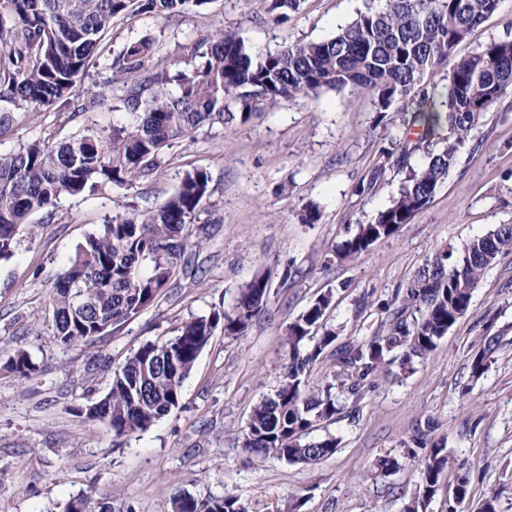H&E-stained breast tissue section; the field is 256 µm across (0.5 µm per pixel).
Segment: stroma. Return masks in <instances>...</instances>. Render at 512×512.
Segmentation results:
<instances>
[{"label": "stroma", "instance_id": "35a3bbf8", "mask_svg": "<svg viewBox=\"0 0 512 512\" xmlns=\"http://www.w3.org/2000/svg\"><path fill=\"white\" fill-rule=\"evenodd\" d=\"M366 3L304 0L284 24L267 14L266 0H211L170 21L130 13L114 19L101 51L110 58L145 37L166 49L218 28L275 50L333 37ZM505 37L512 39V0H501L455 54ZM95 79L103 109L14 113L0 133V152L39 136L59 143L91 128L127 125L123 89L111 71L97 69ZM376 117L370 91L323 90L244 124L203 127L133 186L66 194L52 215H34L35 236L0 261V512H66L71 500L86 495L94 512H170L177 493L200 500L232 495L246 512H403L421 480L407 448L425 428L445 438L469 475L470 496L459 512H479L492 491L499 495L498 512H512V252L481 277L470 311L427 359L409 370L387 362L367 381L356 408L314 428L311 439H338L334 455L291 464L249 453L240 442L254 405L279 385L288 324L318 294L335 292L329 323L339 338L371 335L386 318L381 302L393 300L436 251L462 248L494 225L512 224L508 95L485 113L447 180L410 224L354 260L328 262L331 249L355 225L373 221L406 180V170L391 167L373 188L353 191L379 161L380 148L406 136L399 122L384 126ZM194 169L208 173L210 195L193 228L186 274L96 347L58 345L48 321L52 283L76 245L130 204L161 203ZM311 205L320 219L302 223L300 214ZM262 271L273 282L265 312L246 336L216 329L178 406L149 430L118 438L78 413V406L104 396L131 350L165 342L191 316L231 309L240 288ZM365 295L374 303L356 314ZM482 336L500 343L484 375L474 379L468 359ZM17 348L39 366L31 377L6 366ZM381 456L398 459L399 469L374 470Z\"/></svg>", "mask_w": 512, "mask_h": 512}]
</instances>
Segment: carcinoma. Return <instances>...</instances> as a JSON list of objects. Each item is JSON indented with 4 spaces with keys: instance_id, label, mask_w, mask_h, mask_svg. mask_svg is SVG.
<instances>
[{
    "instance_id": "carcinoma-1",
    "label": "carcinoma",
    "mask_w": 512,
    "mask_h": 512,
    "mask_svg": "<svg viewBox=\"0 0 512 512\" xmlns=\"http://www.w3.org/2000/svg\"><path fill=\"white\" fill-rule=\"evenodd\" d=\"M208 0H0V129L12 113L38 112L70 100L77 110L93 112L104 104L94 86H82L96 64L100 44L119 15L156 18L181 16ZM500 0H383L368 7L332 38L297 42L271 51L250 45L232 29L201 33L190 43L167 51L169 66L142 75L158 54L150 38L132 41L108 62L112 82L124 87L122 104L133 122L112 132L88 131L56 144L36 138L0 153V261L17 252L20 236L35 235L29 218L55 207L63 193L94 192L100 186H130L165 150L192 138L205 125L246 123L263 108L322 90L371 91L378 123L402 117L410 147L381 150L380 163L362 194L377 184L389 164L402 166L423 145L448 130L439 151L426 149L424 161L409 172L398 196L368 224L332 249L337 260H354L376 242L397 234L426 208L456 163L461 147L480 119L503 96L512 93V40H494L458 59L438 87L435 77L473 28L499 8ZM301 0H267V12L281 22L300 10ZM210 195L206 171L187 172L159 205L135 208L112 217L84 241L53 285L51 334L64 346L93 347L108 329L128 322L166 296L189 244L188 229L198 223ZM512 251V224H497L468 241L460 251L435 253L406 288L397 305L384 303L385 322L370 339L350 337L336 345V371L322 388L307 385V374L337 340L327 316L334 293L326 290L288 324V364L278 389L252 410L242 433V447L285 460L313 464L336 452L338 440H310L320 422L336 419L337 398H361L363 382L392 353L402 366L425 358L472 306L474 290L497 258ZM272 288L266 272L247 281L230 312L194 316L177 334L158 344L146 342L131 352L112 374L97 414L117 436L144 432L178 406L184 383L218 326L226 336L247 335L265 311ZM498 344L486 336L469 357L471 377L484 375ZM10 369L22 377L37 371L31 355L17 349ZM411 457L418 460L421 482L405 512H419L438 490L442 473L457 470L448 512L469 496L464 465L443 438L416 434ZM423 450L418 455L416 449ZM172 512H245L228 495L201 501L176 494Z\"/></svg>"
}]
</instances>
